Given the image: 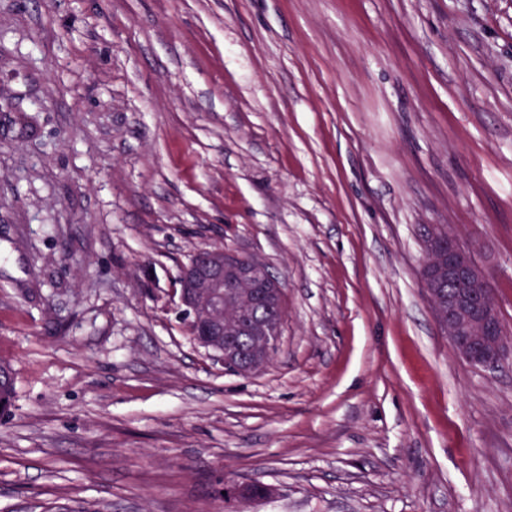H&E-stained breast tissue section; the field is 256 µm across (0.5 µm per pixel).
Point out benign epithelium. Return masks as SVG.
I'll list each match as a JSON object with an SVG mask.
<instances>
[{
    "instance_id": "7a95c632",
    "label": "benign epithelium",
    "mask_w": 512,
    "mask_h": 512,
    "mask_svg": "<svg viewBox=\"0 0 512 512\" xmlns=\"http://www.w3.org/2000/svg\"><path fill=\"white\" fill-rule=\"evenodd\" d=\"M445 258L448 289L426 282L428 295L448 294V312L439 317L440 325L463 360L474 367L495 369L512 356V337L502 330L488 275L452 235L447 238ZM244 285L251 286L258 303L282 293L279 280L265 267L231 248L203 250L181 272L178 314L194 326L197 343L224 366V345L233 339L224 331V299ZM221 490L227 499L250 497L252 483L226 478Z\"/></svg>"
}]
</instances>
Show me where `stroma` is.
<instances>
[{"label": "stroma", "instance_id": "1", "mask_svg": "<svg viewBox=\"0 0 512 512\" xmlns=\"http://www.w3.org/2000/svg\"><path fill=\"white\" fill-rule=\"evenodd\" d=\"M423 224L512 329V0H0V512H512ZM217 244L285 284L249 376L173 306ZM14 383V372L11 364L0 360V414L2 416L10 412L15 393ZM257 484L254 485V493L252 495V485L253 482H246L236 478H225L224 486L219 490V495L223 498L227 499H239L244 497L246 498L244 501L240 503H228L224 505V508L233 509L228 511H243L237 508L240 504H249L251 501L255 500H263L264 498L269 497L272 494V489L266 485L260 484L255 481ZM222 491H226V495L222 494Z\"/></svg>", "mask_w": 512, "mask_h": 512}]
</instances>
